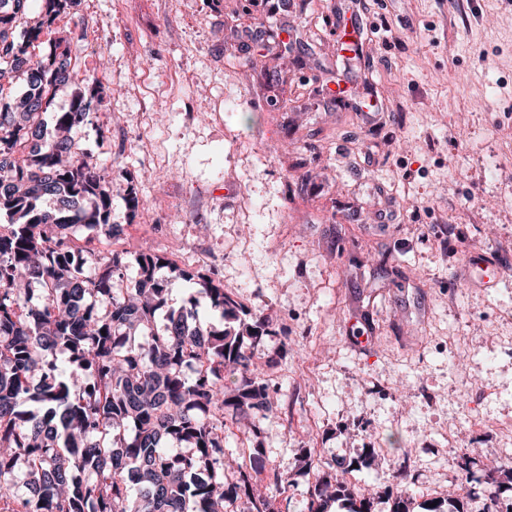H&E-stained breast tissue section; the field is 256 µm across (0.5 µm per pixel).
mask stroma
I'll use <instances>...</instances> for the list:
<instances>
[{"label": "stroma", "mask_w": 512, "mask_h": 512, "mask_svg": "<svg viewBox=\"0 0 512 512\" xmlns=\"http://www.w3.org/2000/svg\"><path fill=\"white\" fill-rule=\"evenodd\" d=\"M299 2L260 50L267 0H81L53 27L85 22L68 51L101 83L72 140L143 200L132 213L113 196L123 236L104 246L131 277L143 254L169 259L165 278L205 258L268 319L254 354L269 403L225 439L224 472L260 454L256 492L279 512H308L316 472L371 448L381 460L345 477L371 512H392L401 479L410 512H429L464 462V512H495L512 502V481L494 501L484 484L512 448V0ZM352 2L364 27L346 60L329 22ZM256 53L265 76L233 66ZM369 102L391 115L382 134ZM437 224L457 225L456 258ZM378 252L397 275L376 273ZM480 253L497 287L470 266Z\"/></svg>", "instance_id": "35a3bbf8"}]
</instances>
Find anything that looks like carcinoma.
Masks as SVG:
<instances>
[{"label":"carcinoma","mask_w":512,"mask_h":512,"mask_svg":"<svg viewBox=\"0 0 512 512\" xmlns=\"http://www.w3.org/2000/svg\"><path fill=\"white\" fill-rule=\"evenodd\" d=\"M40 2L33 17L29 0H0V213L11 219L0 224V449H10L0 452V499L22 462L32 492L24 512H214L217 493L245 497L249 512H277L255 495L254 472L264 468L257 457L224 482V415L237 424L267 403L254 348L268 325L240 318L224 286L185 270L177 277L195 287L159 323L173 282L156 271L169 259L142 255L138 278L126 284L122 253L95 250L114 230L112 180L65 132L91 120L99 79L71 67L62 48L84 35L82 24L33 52L80 0ZM20 73L26 87L16 93ZM68 82L72 105L54 113L47 136L36 119ZM45 198L59 206L44 208ZM77 224L89 231L82 267L68 260ZM203 300L233 324L202 325ZM142 333L147 343L128 345ZM235 374L242 383L228 394L224 378ZM170 443L185 450L174 454ZM75 472L94 480L83 485ZM502 479L512 481V467L485 475L490 499ZM340 498L354 499L353 490L318 472L309 512Z\"/></svg>","instance_id":"obj_1"}]
</instances>
